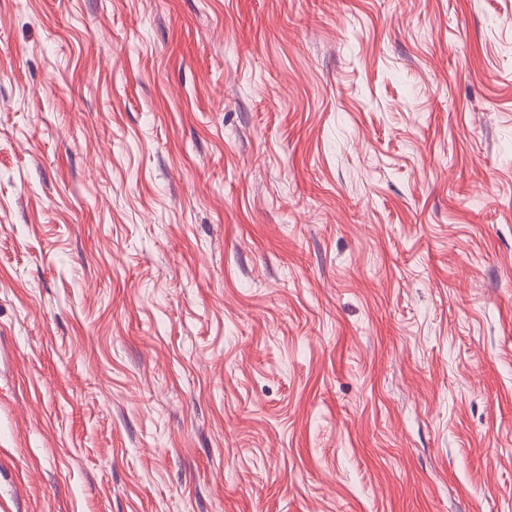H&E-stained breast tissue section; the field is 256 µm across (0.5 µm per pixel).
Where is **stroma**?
<instances>
[{
  "mask_svg": "<svg viewBox=\"0 0 512 512\" xmlns=\"http://www.w3.org/2000/svg\"><path fill=\"white\" fill-rule=\"evenodd\" d=\"M0 512H512V0H0Z\"/></svg>",
  "mask_w": 512,
  "mask_h": 512,
  "instance_id": "obj_1",
  "label": "stroma"
}]
</instances>
